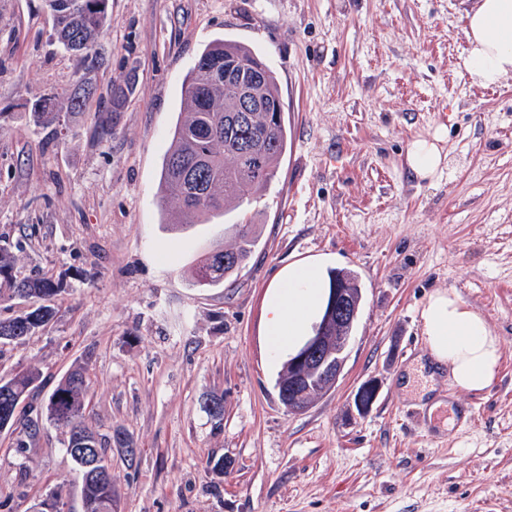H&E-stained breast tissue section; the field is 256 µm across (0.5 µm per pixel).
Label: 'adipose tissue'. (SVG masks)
I'll list each match as a JSON object with an SVG mask.
<instances>
[{
    "mask_svg": "<svg viewBox=\"0 0 512 512\" xmlns=\"http://www.w3.org/2000/svg\"><path fill=\"white\" fill-rule=\"evenodd\" d=\"M464 68L471 81L495 87L512 78V0H475L467 13ZM445 127L415 136L406 162L415 178L436 181L447 167ZM328 263L319 256L283 267L267 286L263 347L270 366L296 354L322 313L328 295ZM419 318L426 359L448 371L467 391L488 388L497 376L502 344L483 315L455 291L438 289L423 302Z\"/></svg>",
    "mask_w": 512,
    "mask_h": 512,
    "instance_id": "1",
    "label": "adipose tissue"
}]
</instances>
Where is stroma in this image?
<instances>
[{"mask_svg":"<svg viewBox=\"0 0 512 512\" xmlns=\"http://www.w3.org/2000/svg\"><path fill=\"white\" fill-rule=\"evenodd\" d=\"M470 4L110 0L90 71L51 44L44 0H0V245L15 276L63 283L48 327L0 348V376L42 374L21 409L35 441L0 433V512H31L52 490L60 512H82L67 431L45 406L83 363L89 424L138 451L133 468L112 451V512H512V79L482 88L463 69ZM217 37L275 72L288 148L247 212L177 230L162 165L182 83ZM85 76L86 109L37 126L32 104ZM440 125L448 166L418 180L407 144ZM237 222L261 235L236 282L193 286L191 267L233 244ZM318 255L354 271L364 301L336 386L291 414L262 348L264 292L283 265ZM437 288L485 317L503 357L479 392L437 378L433 409L420 374L400 377L425 347L419 309ZM370 379L379 397L360 415ZM213 395L223 414L206 409ZM463 406L474 420L453 422Z\"/></svg>","mask_w":512,"mask_h":512,"instance_id":"35a3bbf8","label":"stroma"}]
</instances>
